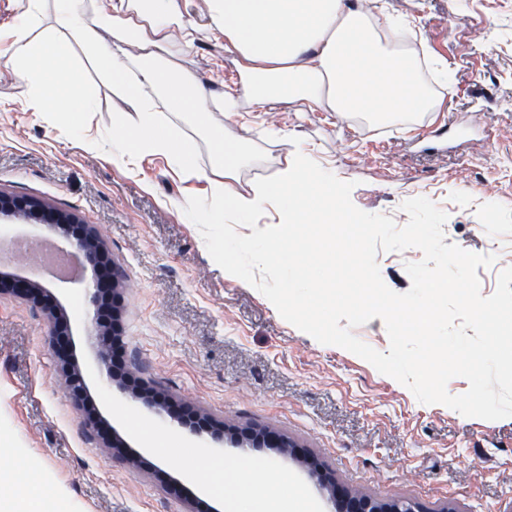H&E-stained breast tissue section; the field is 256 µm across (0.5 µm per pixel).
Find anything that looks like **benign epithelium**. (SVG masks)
Here are the masks:
<instances>
[{
	"mask_svg": "<svg viewBox=\"0 0 512 512\" xmlns=\"http://www.w3.org/2000/svg\"><path fill=\"white\" fill-rule=\"evenodd\" d=\"M40 205L30 199L0 194V215L10 217L20 210H38ZM48 221L52 226L63 230L66 241L73 253L80 259L83 269L92 273L86 288V297L93 307L89 335H99L101 326V309L104 296L113 289L124 285L126 278L116 266L108 262V255L99 235L87 224H78L60 211H47ZM0 293H11L28 300L40 301L47 296L48 289L35 280H20L12 283L0 282ZM68 383L75 399H80L86 390L82 370L74 367L69 369ZM246 440L266 448H283L291 452L298 451V445L288 438L269 429H254ZM311 475L325 487L330 488L331 495L338 496V512H426L419 503L408 498H397L388 504H380L377 499L366 494H351L336 486L335 479L322 467L312 455H307Z\"/></svg>",
	"mask_w": 512,
	"mask_h": 512,
	"instance_id": "benign-epithelium-1",
	"label": "benign epithelium"
}]
</instances>
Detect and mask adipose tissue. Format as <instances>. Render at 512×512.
I'll use <instances>...</instances> for the list:
<instances>
[{"label": "adipose tissue", "instance_id": "ef3b65f1", "mask_svg": "<svg viewBox=\"0 0 512 512\" xmlns=\"http://www.w3.org/2000/svg\"><path fill=\"white\" fill-rule=\"evenodd\" d=\"M19 17L0 41L7 42L9 61L36 112L68 108V127L80 132L93 109L82 69L72 61L81 48L113 93L130 101L119 113L112 138V157L132 161L158 155L185 180H206L204 200L188 203L193 223L208 229L206 244L233 279L247 276L245 257L273 266L278 274L267 295L275 306L306 316L311 310L329 314L349 306L343 289L320 287L317 276L295 266L285 228L300 224L332 225L348 211V187L334 169L318 164L307 149H297L274 180L237 187L241 170L263 161L264 151L247 136L235 115L258 112L273 137L284 144L275 115L280 104H302L312 112L363 118L372 123L401 124L437 111L442 103L425 80L417 50L402 36V19L374 12L371 0H204L206 26L224 39V53L238 79L225 93L208 90L174 64V52L193 46L197 27L181 19L177 0H17ZM112 30L101 42L98 30ZM183 115L182 122L171 113ZM206 134L211 167L198 161L189 125ZM278 209L279 222L264 241L228 238L226 216L252 223L266 205ZM430 289L369 306L370 316L385 321L396 336L409 335L417 314L430 306ZM133 433L159 460L178 456L195 473L204 449L147 420ZM0 512H70L66 498H31L24 502L9 492L18 476L30 485L42 473L0 434ZM224 496L228 512H316L306 491L294 484L278 463L265 460L251 467L233 495L210 482Z\"/></svg>", "mask_w": 512, "mask_h": 512}]
</instances>
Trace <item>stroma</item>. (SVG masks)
<instances>
[{"instance_id": "stroma-1", "label": "stroma", "mask_w": 512, "mask_h": 512, "mask_svg": "<svg viewBox=\"0 0 512 512\" xmlns=\"http://www.w3.org/2000/svg\"><path fill=\"white\" fill-rule=\"evenodd\" d=\"M410 17L425 52L454 76L438 112L421 125H400L375 144L369 125L326 112H280L277 126L289 149L312 150L339 178L352 182L351 200L368 213L395 218L414 195H432L447 215L446 243L494 255L478 268L482 296L492 295L512 254V0H376ZM183 66L205 87L223 90L232 76L223 41L199 32ZM95 107L84 136L71 134L60 114L37 117L14 73L0 65V192L40 200L93 226L128 281L113 306L119 338L114 377L96 357L87 331L92 316L83 284L44 279L22 264L9 277L44 281L51 299L34 303L0 295V429L11 433L44 472V496H64L74 512H210L223 498L190 479L185 463L158 461L132 432L151 419L143 400L163 393L174 411L196 413L199 424L224 423V440L208 452L254 463L272 458L318 503L335 512L328 488L304 460L273 448L242 445L245 429L269 428L311 451L344 489L382 501L406 497L427 512H512V417L470 418L441 404H424L357 355L317 342L277 312L258 290L225 278L201 225L182 211L203 199L205 180H183L163 157L113 160L112 117L129 103L88 71ZM483 115L482 128L468 125ZM447 139L444 155L412 153ZM100 142L88 150L86 139ZM498 191L496 223L481 225L467 200L478 185ZM419 249L378 252L385 284L411 287L406 265ZM70 322L72 353L93 407L75 404L62 362L50 343L48 308ZM124 441L132 461L103 447Z\"/></svg>"}]
</instances>
